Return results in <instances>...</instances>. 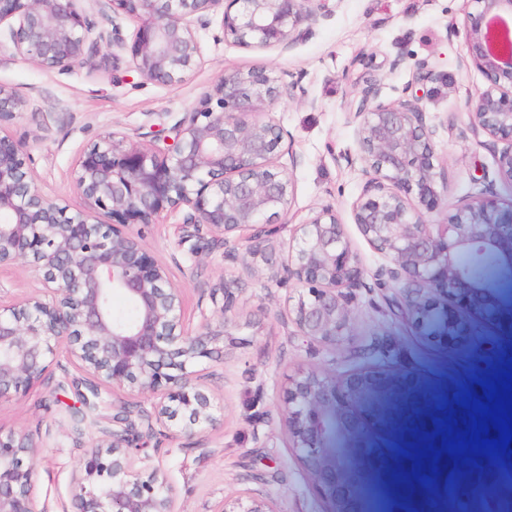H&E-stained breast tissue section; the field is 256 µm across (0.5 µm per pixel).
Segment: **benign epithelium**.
<instances>
[{
	"instance_id": "1",
	"label": "benign epithelium",
	"mask_w": 512,
	"mask_h": 512,
	"mask_svg": "<svg viewBox=\"0 0 512 512\" xmlns=\"http://www.w3.org/2000/svg\"><path fill=\"white\" fill-rule=\"evenodd\" d=\"M0 0V32L17 57L59 72L106 50L118 60L130 51L133 70L145 81L173 84L201 64L198 29L222 12L225 39L254 48L291 47L318 21L317 0ZM465 37L468 59L488 86L467 102L469 128L492 142L499 178L512 183V41L499 42L492 22L512 21V0H469ZM138 20L126 39L121 16ZM300 87L273 70L224 74L196 111L161 139L135 140L112 132L80 153L72 181L82 200L72 208L43 194L27 147L4 133L20 112L16 92L0 84V267L21 265L40 278L44 293L0 303V400L26 394L41 383L64 347L88 376L90 394L79 393L71 411L81 435L104 392L129 401L91 439L73 495L76 512H176L172 487L153 472L142 477L137 454L172 425L187 437L216 424L213 400L196 367L219 356L216 343L230 335L242 289L224 280L211 289L216 326L193 334L185 324L184 291L167 279L162 263L133 227L181 216V242L205 232L221 236L224 258L239 249L255 255L269 244L294 196L290 174L277 164L287 133L265 119L275 102ZM373 81L355 97L348 119L357 151L340 159L361 166L365 182L351 204L353 223L384 258L372 274L394 315L431 338L432 324L452 338L459 316L482 299L481 281L462 258L487 255L512 265V203L489 198L431 224L426 213L440 198L433 130L422 98L408 84L392 102L380 100ZM365 269L345 224L332 205L296 225L288 262L268 278L299 286L288 321L310 342L334 346L352 323L356 290ZM127 298L128 319L112 315V294ZM387 348L380 341L342 363L339 375L311 370L288 377L283 412L293 448L326 499V512H355L344 497L345 474L337 453L340 436L357 409L384 388ZM400 442L418 446L434 429V408L412 412ZM39 448L27 432L0 433V512H47L35 494ZM217 512H280L251 489L224 498Z\"/></svg>"
}]
</instances>
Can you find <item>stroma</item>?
I'll return each mask as SVG.
<instances>
[{
  "mask_svg": "<svg viewBox=\"0 0 512 512\" xmlns=\"http://www.w3.org/2000/svg\"><path fill=\"white\" fill-rule=\"evenodd\" d=\"M467 0H324L319 21L292 47L258 49L225 40L220 16L200 29L203 61L183 81H142L129 56L99 71L81 65L67 72L45 71L16 57L9 41L0 42V83L23 102L7 133L29 148L37 185L45 195L80 205L71 170L87 142L117 132L130 137L167 128L193 111L216 81L237 69H266L290 74L302 96L272 105L268 116L289 134L292 152L278 163L289 170L294 199L265 254L224 258V247L208 235L189 247L180 241L178 216L139 226L144 244L166 266L171 282L184 290L186 324L198 331L213 316L211 288L238 279L236 330L226 337L224 358L206 365L207 385L222 410L213 430L188 439L152 440L143 454L148 468L165 473L176 490L177 512H214L219 502L250 488L275 499L279 512H323L302 462L289 448L281 411L288 375L298 370L325 371L333 354L360 349L373 337L388 347L384 367L386 394L365 406L340 441L339 458L348 478L345 493L359 512H378L381 503L372 481L367 451L398 445L407 411L419 402L437 405L451 387L466 388L483 399L484 380L512 370V267L494 266L485 275L488 309L463 319L453 341L428 339L405 330L390 314L379 291L359 290L351 334L337 348L311 343L297 334L283 312L293 284L268 277V263H281L295 224L317 207L335 206L352 246L366 270L380 263L352 222L350 205L364 177L339 161L357 150L347 114L367 80L379 81L384 101H396L415 77L417 61H428L442 76L425 84L422 101L433 144L447 182L432 223L444 221L479 198L493 181L499 200H512V186L499 181L492 147L468 128L466 102L487 85L476 69L460 68L467 54L464 33ZM403 58L391 69L395 58ZM87 377L66 356L50 366L44 383L27 394L0 401V430L26 431L41 448L35 493L49 512H70L73 477L93 427L84 438L71 433L68 406Z\"/></svg>",
  "mask_w": 512,
  "mask_h": 512,
  "instance_id": "stroma-1",
  "label": "stroma"
}]
</instances>
